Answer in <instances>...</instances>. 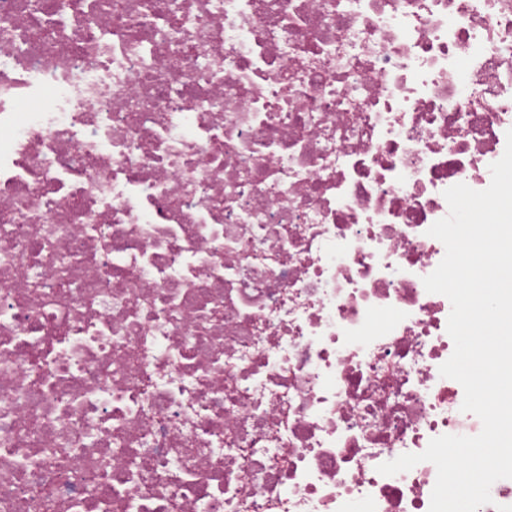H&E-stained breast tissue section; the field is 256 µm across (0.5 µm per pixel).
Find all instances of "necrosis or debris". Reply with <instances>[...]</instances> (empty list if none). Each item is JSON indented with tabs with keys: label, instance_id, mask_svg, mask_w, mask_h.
<instances>
[{
	"label": "necrosis or debris",
	"instance_id": "necrosis-or-debris-1",
	"mask_svg": "<svg viewBox=\"0 0 512 512\" xmlns=\"http://www.w3.org/2000/svg\"><path fill=\"white\" fill-rule=\"evenodd\" d=\"M511 129L512 0H0V512H429Z\"/></svg>",
	"mask_w": 512,
	"mask_h": 512
}]
</instances>
